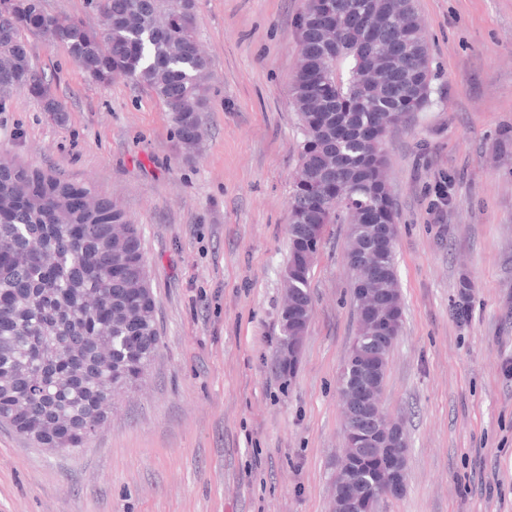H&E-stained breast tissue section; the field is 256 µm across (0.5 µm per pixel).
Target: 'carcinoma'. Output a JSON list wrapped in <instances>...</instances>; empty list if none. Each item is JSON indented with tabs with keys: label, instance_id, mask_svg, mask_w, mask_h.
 Masks as SVG:
<instances>
[{
	"label": "carcinoma",
	"instance_id": "cac0c4a2",
	"mask_svg": "<svg viewBox=\"0 0 512 512\" xmlns=\"http://www.w3.org/2000/svg\"><path fill=\"white\" fill-rule=\"evenodd\" d=\"M20 0L0 12V86L25 89L43 110L64 111L35 70L27 37L57 44L94 81L125 77L150 88L171 112L177 139L198 144L206 108L208 61L195 37L196 0H103L99 26L75 15L33 11ZM298 63L292 105L302 134L288 201V307L282 309L281 372L291 374L313 306L310 275L319 240L308 229L344 208L346 261L358 316L372 295L380 311L358 326L338 377L346 401L360 365L374 366L382 390L402 330L396 250L372 246L398 214L386 178L390 119L404 123L431 101L428 46L414 0H305L297 17ZM398 42L405 67L392 64L373 87L358 71ZM160 336L140 228L106 195L61 175L0 159V424L39 448L75 452L108 419L112 398L130 390L156 356ZM362 430L343 429L335 494L364 491L357 512H377L397 493L383 476L384 455H359Z\"/></svg>",
	"mask_w": 512,
	"mask_h": 512
}]
</instances>
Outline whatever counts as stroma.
<instances>
[{"label":"stroma","mask_w":512,"mask_h":512,"mask_svg":"<svg viewBox=\"0 0 512 512\" xmlns=\"http://www.w3.org/2000/svg\"><path fill=\"white\" fill-rule=\"evenodd\" d=\"M415 3L431 102L385 141L404 322L382 405L405 423L408 478L378 512H512V164L490 162L512 132V0ZM303 6L197 0L210 76L189 157L150 89L99 86L30 39L66 115L27 90L0 93V158L90 183L140 225L160 345L85 448L49 452L0 425V512H333L337 377L356 332L345 225L325 227L297 369L276 366Z\"/></svg>","instance_id":"1"}]
</instances>
